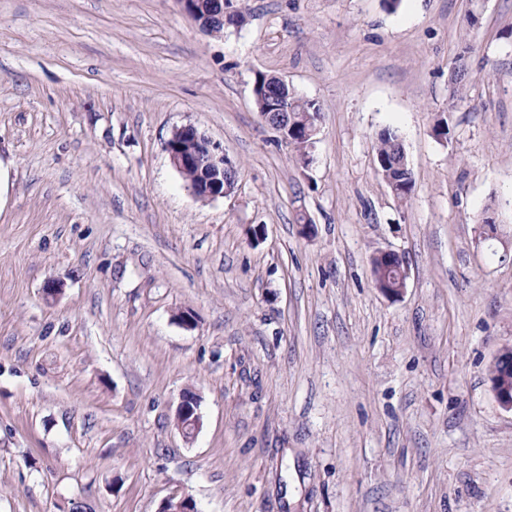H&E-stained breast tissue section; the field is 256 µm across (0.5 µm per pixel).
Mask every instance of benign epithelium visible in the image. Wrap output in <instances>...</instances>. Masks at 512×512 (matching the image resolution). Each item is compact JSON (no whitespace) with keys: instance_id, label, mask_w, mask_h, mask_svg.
<instances>
[{"instance_id":"1","label":"benign epithelium","mask_w":512,"mask_h":512,"mask_svg":"<svg viewBox=\"0 0 512 512\" xmlns=\"http://www.w3.org/2000/svg\"><path fill=\"white\" fill-rule=\"evenodd\" d=\"M253 95L260 104L268 105L272 115L284 117L276 122L277 129L283 140H288V133L294 130V125L288 123L286 117L291 113L289 99L295 96L292 89L281 78L263 87L253 85ZM166 151L173 168L187 182L194 194L200 198H216L229 195L237 181L235 165L202 135L196 126L183 124L172 129L166 141ZM390 268L397 273L396 284L383 288L381 292L388 297H399L403 294L408 268L403 257L394 251L385 253ZM494 362L500 370L491 379V388L498 405L512 411V387L508 388L503 382H512V347L501 349ZM198 396L190 391L183 392L176 409V423L183 436L190 440L201 425ZM193 499L188 496H172L166 499L159 512H194Z\"/></svg>"}]
</instances>
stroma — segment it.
Masks as SVG:
<instances>
[{
    "mask_svg": "<svg viewBox=\"0 0 512 512\" xmlns=\"http://www.w3.org/2000/svg\"><path fill=\"white\" fill-rule=\"evenodd\" d=\"M234 6L213 37L179 0H0V512H512L489 375L512 347V0ZM258 71L319 107L308 161ZM187 123L236 165L228 196L172 167ZM374 149L379 175L386 182L393 196L401 203L406 202L414 191L415 181L396 132L389 128L382 129L377 134ZM401 161L404 162L403 169H401ZM382 255L387 257L388 261L390 262L389 268L396 271L397 278L396 284L393 285L392 288H381L380 285H378V288L384 295L388 297H399L403 294L406 288L408 278V268L406 262H404L403 257L399 253L394 251L383 252ZM199 403L200 400L194 392L184 391L176 409L177 426L188 440L194 437L201 425Z\"/></svg>",
    "mask_w": 512,
    "mask_h": 512,
    "instance_id": "obj_1",
    "label": "stroma"
}]
</instances>
